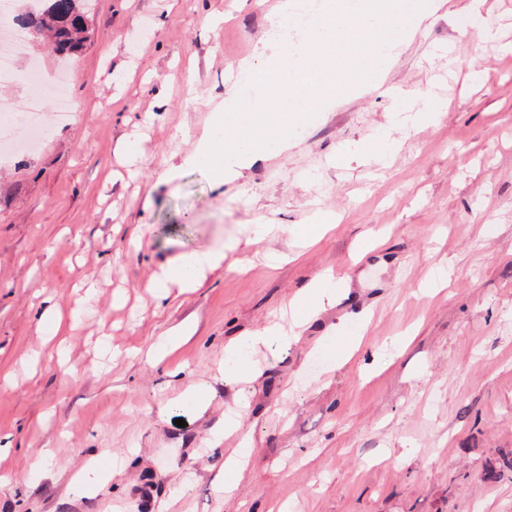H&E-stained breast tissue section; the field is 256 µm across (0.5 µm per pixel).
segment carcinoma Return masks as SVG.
<instances>
[{
	"instance_id": "1",
	"label": "carcinoma",
	"mask_w": 512,
	"mask_h": 512,
	"mask_svg": "<svg viewBox=\"0 0 512 512\" xmlns=\"http://www.w3.org/2000/svg\"><path fill=\"white\" fill-rule=\"evenodd\" d=\"M46 8L28 14L22 21L29 27L52 33L55 51L72 54L79 51L86 40V12L82 0H46Z\"/></svg>"
}]
</instances>
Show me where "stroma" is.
<instances>
[{"label":"stroma","instance_id":"obj_1","mask_svg":"<svg viewBox=\"0 0 512 512\" xmlns=\"http://www.w3.org/2000/svg\"><path fill=\"white\" fill-rule=\"evenodd\" d=\"M468 4L427 0L371 80L221 187L182 159L263 65L269 0H92L81 54L31 37L19 65L67 70L72 113L46 97L38 147L0 163V512H512V0ZM215 247L223 266L157 302L162 269ZM327 272L336 302L297 343L214 381L225 343ZM48 296L73 319L63 364L31 360Z\"/></svg>","mask_w":512,"mask_h":512}]
</instances>
